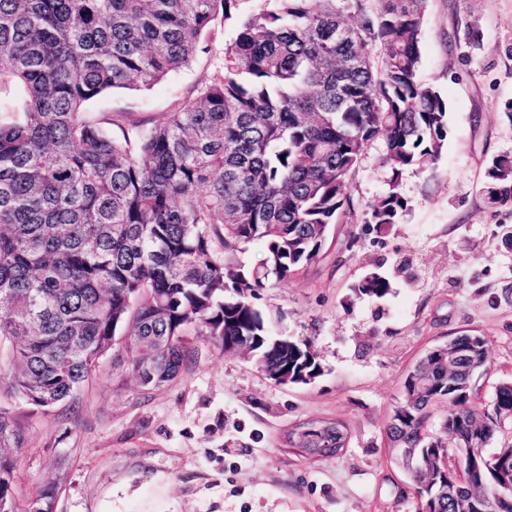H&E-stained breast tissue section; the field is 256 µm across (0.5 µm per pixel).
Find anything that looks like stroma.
Wrapping results in <instances>:
<instances>
[{
    "label": "stroma",
    "mask_w": 512,
    "mask_h": 512,
    "mask_svg": "<svg viewBox=\"0 0 512 512\" xmlns=\"http://www.w3.org/2000/svg\"><path fill=\"white\" fill-rule=\"evenodd\" d=\"M479 32L478 43L464 37ZM233 28L216 24L208 52L141 91L99 96L89 111L157 123L217 64ZM421 79L448 102V139L435 169L404 172L407 209L377 231L370 206L386 190L382 144L350 179L351 206L331 245L259 305L274 332L311 340L324 373L280 386L251 360L202 336L180 373L139 386L117 350L99 360L72 408L42 411L0 391L23 426L17 491L36 497L59 482L56 512H416L408 477L384 437L403 379L424 352L458 331L486 336L493 358L475 376L471 407L493 411L495 388L512 382V204H489L484 173L512 156V0H427ZM387 272L385 301L355 298L364 271ZM312 419L342 421L340 456L302 455L286 436Z\"/></svg>",
    "instance_id": "35a3bbf8"
}]
</instances>
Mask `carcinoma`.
<instances>
[{
  "label": "carcinoma",
  "instance_id": "carcinoma-1",
  "mask_svg": "<svg viewBox=\"0 0 512 512\" xmlns=\"http://www.w3.org/2000/svg\"><path fill=\"white\" fill-rule=\"evenodd\" d=\"M241 0H0V89L21 95L0 120V361L9 391L53 409L72 403L119 332L158 387L189 354L185 330L226 347L253 337V360L317 378L306 351L270 346L257 305L262 291L314 263L350 207L349 178L367 148L383 141L387 189L370 223H398L407 202L400 178L441 155L448 104L419 80L424 0H273L239 13ZM234 25L214 71L158 124H132L114 137L112 119L87 111L110 91L146 89L190 67L215 22ZM488 203L512 202V157L485 172ZM261 246L246 266L236 254ZM376 300L389 275L364 273L352 286ZM456 370L427 359L405 378L412 397L385 433L396 448H422L431 407L451 404L441 425L446 453L461 467L441 470L452 485L437 512H489L512 497V475L475 496L470 466L497 470L512 445L489 454L500 422L512 418V383L495 388V417L469 405L474 376L490 367L485 337L462 332ZM479 442L467 446L470 433ZM310 447L337 436L309 432ZM23 445L0 408V504L32 512L57 497L47 484L34 500L16 490ZM429 462L409 474L418 510L426 506Z\"/></svg>",
  "mask_w": 512,
  "mask_h": 512
}]
</instances>
